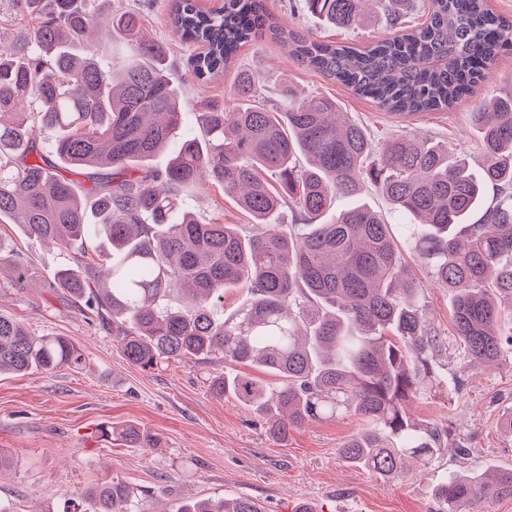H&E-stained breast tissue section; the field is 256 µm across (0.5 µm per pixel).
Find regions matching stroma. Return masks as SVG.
I'll return each mask as SVG.
<instances>
[{
	"label": "stroma",
	"mask_w": 512,
	"mask_h": 512,
	"mask_svg": "<svg viewBox=\"0 0 512 512\" xmlns=\"http://www.w3.org/2000/svg\"><path fill=\"white\" fill-rule=\"evenodd\" d=\"M169 0H112L113 8L139 11L146 38L165 43L185 105L202 97L232 106L237 69L259 75L260 103L287 106L276 84L288 80L300 96L335 98L350 119L372 133L432 137L481 158L480 135L471 121L483 101L512 95V47L497 57L487 78L452 108L401 116L379 109L292 57L287 47L262 38L243 44L234 68L201 85L192 74L194 48L182 44L167 22ZM278 22L323 42L366 45L392 36L386 15L346 31L295 11L292 0H265ZM188 210L228 224L249 223L220 190L207 187L186 201ZM18 259L33 272L28 288L0 286V312L16 317L35 335H61L79 346L82 368L0 375V501L11 512H68L92 487L119 476L137 491H151L150 507L175 512L189 498H249L264 512H435L432 485L451 472L512 468V435L500 421L512 411V357L487 368L455 348L438 358L437 372L463 381L452 397L424 396L408 406L412 418L448 423L449 452L386 482L343 461L339 448L364 423L354 415L316 420L274 436L254 411L235 397L214 396L210 384L224 370L221 359L169 360L143 371L131 365L112 337L92 322L62 289L49 283L73 252L29 239L19 227L0 224ZM135 425L157 434L156 448H131L102 428Z\"/></svg>",
	"instance_id": "1"
}]
</instances>
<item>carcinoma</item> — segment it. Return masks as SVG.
<instances>
[{"label": "carcinoma", "instance_id": "cac0c4a2", "mask_svg": "<svg viewBox=\"0 0 512 512\" xmlns=\"http://www.w3.org/2000/svg\"><path fill=\"white\" fill-rule=\"evenodd\" d=\"M11 2L15 15L36 23L0 44V224L66 250L96 243L51 287L112 329L128 362L143 370L219 355L230 367L273 372L270 386L225 371L211 391L248 404L279 438L350 413L365 427L340 455L384 480L444 454L448 426L418 423L407 409L411 399L447 389L434 367L445 341L398 235L451 294L463 354L488 365L512 355V309L501 308L512 299V264L502 263L512 257V95L471 113L484 146L475 171L441 141L395 134L377 143L363 125L338 120L335 99L299 98L286 83L288 108L267 109L247 71H237L232 108L213 99L189 112L170 78L166 44L145 38L134 12L111 13L127 51L105 65L93 34L98 4L108 0ZM367 2L305 7L326 24L356 29L370 22ZM408 2L382 0L399 34L365 46L305 38L270 16L264 0H225L217 13L197 0H170L168 22L184 43L207 46L192 59L204 82L264 33L385 111L447 110L512 46V24L487 0H430L429 20L405 27ZM165 151L166 167H152ZM367 181L403 223H388L363 200ZM204 186L248 213L250 229L186 212V197ZM338 194L347 205L328 220ZM286 206L292 223L271 225ZM9 253L0 239V274L22 289L29 269L4 265ZM239 284L250 301L216 318L224 289ZM83 359L67 337L34 336L0 313V373L76 368ZM102 435L132 448L159 444L134 426ZM432 494L437 512H474L491 497L512 498V468L450 473ZM86 498L87 507L71 512H152L117 477ZM176 512L261 509L236 498L186 500Z\"/></svg>", "mask_w": 512, "mask_h": 512}]
</instances>
